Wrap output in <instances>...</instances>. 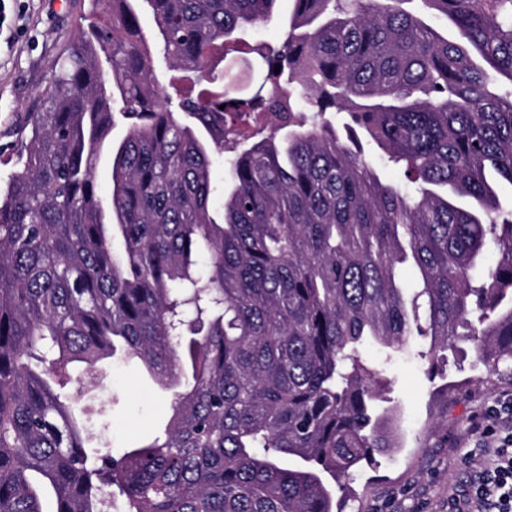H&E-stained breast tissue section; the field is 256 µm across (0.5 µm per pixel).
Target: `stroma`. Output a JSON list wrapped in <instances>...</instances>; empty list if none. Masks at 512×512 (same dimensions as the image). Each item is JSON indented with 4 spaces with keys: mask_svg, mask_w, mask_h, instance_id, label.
<instances>
[{
    "mask_svg": "<svg viewBox=\"0 0 512 512\" xmlns=\"http://www.w3.org/2000/svg\"><path fill=\"white\" fill-rule=\"evenodd\" d=\"M90 0H0V181L14 170L18 130L27 112L39 108L38 92L54 77L57 62L76 38ZM427 339L415 337L389 353L368 343L370 363L386 365L393 383L384 407L395 411L401 446L375 454L349 485L344 512H448V499L464 494L481 471L480 462L461 465L480 433L477 423L512 378L495 387L477 384L483 370L470 342L457 343L448 359L429 365ZM169 392L137 362L115 361L99 385L83 391L91 410L92 446L112 451L136 445L166 422Z\"/></svg>",
    "mask_w": 512,
    "mask_h": 512,
    "instance_id": "obj_1",
    "label": "stroma"
}]
</instances>
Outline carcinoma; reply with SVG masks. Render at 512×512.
I'll return each instance as SVG.
<instances>
[{"label":"carcinoma","mask_w":512,"mask_h":512,"mask_svg":"<svg viewBox=\"0 0 512 512\" xmlns=\"http://www.w3.org/2000/svg\"><path fill=\"white\" fill-rule=\"evenodd\" d=\"M95 3L0 189V512H110L112 486L125 512H343L330 481L397 447L362 345L464 340L486 385L512 370L487 178L512 186V0H292L281 45L248 49L282 0ZM119 348L173 403L115 455L63 390Z\"/></svg>","instance_id":"obj_1"}]
</instances>
